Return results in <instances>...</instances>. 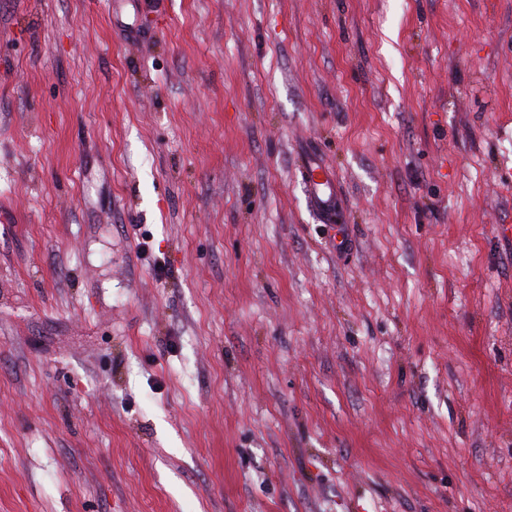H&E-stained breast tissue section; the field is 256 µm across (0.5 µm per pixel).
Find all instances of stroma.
I'll return each mask as SVG.
<instances>
[{
	"label": "stroma",
	"instance_id": "stroma-1",
	"mask_svg": "<svg viewBox=\"0 0 512 512\" xmlns=\"http://www.w3.org/2000/svg\"><path fill=\"white\" fill-rule=\"evenodd\" d=\"M112 2L0 0V512H512V0ZM303 174L312 206L326 220L331 221L339 201L333 176L316 160L307 161Z\"/></svg>",
	"mask_w": 512,
	"mask_h": 512
}]
</instances>
